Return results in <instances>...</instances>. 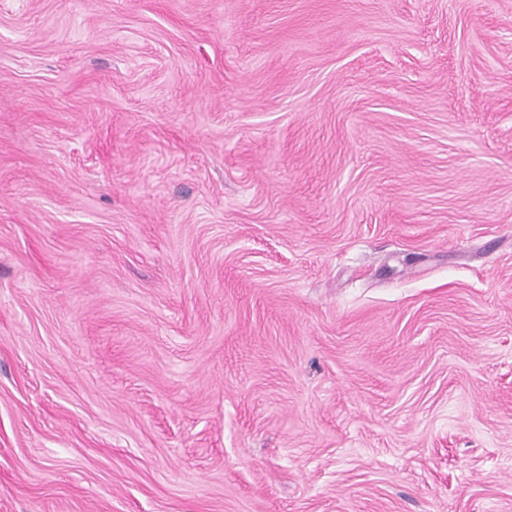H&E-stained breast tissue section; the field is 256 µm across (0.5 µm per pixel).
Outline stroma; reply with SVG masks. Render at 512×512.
<instances>
[{
    "mask_svg": "<svg viewBox=\"0 0 512 512\" xmlns=\"http://www.w3.org/2000/svg\"><path fill=\"white\" fill-rule=\"evenodd\" d=\"M0 512H512V0H0Z\"/></svg>",
    "mask_w": 512,
    "mask_h": 512,
    "instance_id": "1",
    "label": "stroma"
}]
</instances>
